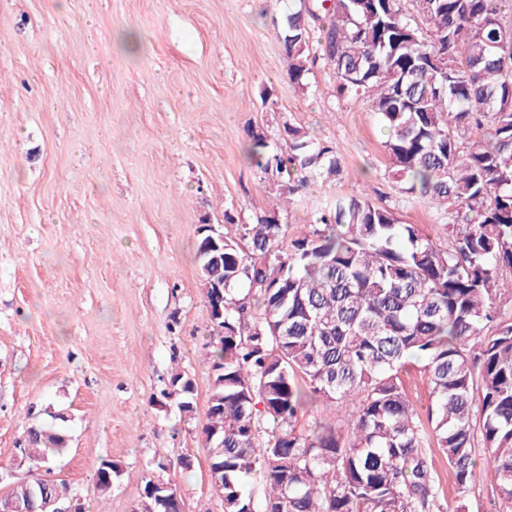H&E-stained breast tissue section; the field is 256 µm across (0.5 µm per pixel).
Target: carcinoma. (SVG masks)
<instances>
[{
	"instance_id": "carcinoma-1",
	"label": "carcinoma",
	"mask_w": 512,
	"mask_h": 512,
	"mask_svg": "<svg viewBox=\"0 0 512 512\" xmlns=\"http://www.w3.org/2000/svg\"><path fill=\"white\" fill-rule=\"evenodd\" d=\"M512 0H314L288 14L280 39L294 89L318 63L336 95L368 105L387 128L385 152L399 194L447 220L448 248L388 207L338 196L310 231L283 248L267 215L243 227L247 249L224 238V258L198 232L197 260L224 283V336L210 352L202 435L224 480V512H446L428 448L448 465L458 505L483 470L512 512ZM319 25L317 40L310 38ZM475 130L483 140H471ZM260 172L292 200L331 182L342 161L288 127V154L248 134ZM268 265H262L264 259ZM258 316L232 297L241 282ZM429 379L427 420L407 396L403 368ZM181 412L195 386L171 380ZM323 399L338 420L300 424ZM30 465L50 467L66 448L53 426L32 425ZM266 485L255 497L251 484ZM67 487L36 476L10 490L32 512L43 492Z\"/></svg>"
}]
</instances>
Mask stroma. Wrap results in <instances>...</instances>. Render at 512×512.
<instances>
[{"label": "stroma", "mask_w": 512, "mask_h": 512, "mask_svg": "<svg viewBox=\"0 0 512 512\" xmlns=\"http://www.w3.org/2000/svg\"><path fill=\"white\" fill-rule=\"evenodd\" d=\"M299 0H0V497L32 424L65 433L50 472L86 512H144L150 472L186 512H224L200 429L213 324L194 260L210 222L240 239L256 215L305 235L323 204L359 196L437 245V211L402 197L386 129L336 97L320 65L288 82L279 33ZM331 146L339 180L285 202L246 154L288 126ZM191 378L184 415L171 379ZM119 475L93 493L102 461Z\"/></svg>", "instance_id": "35a3bbf8"}]
</instances>
